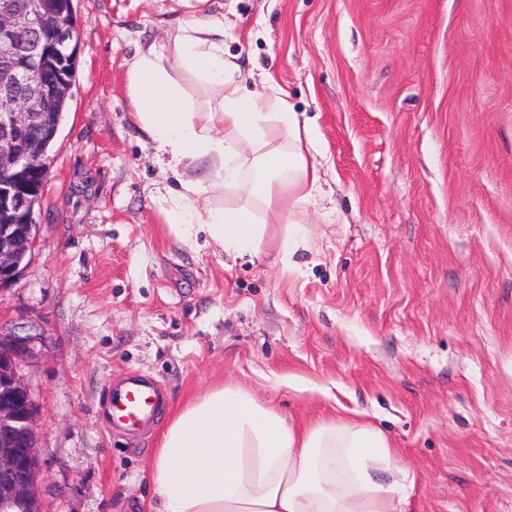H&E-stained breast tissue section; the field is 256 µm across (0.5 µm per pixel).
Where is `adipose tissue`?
Instances as JSON below:
<instances>
[{
	"instance_id": "obj_1",
	"label": "adipose tissue",
	"mask_w": 512,
	"mask_h": 512,
	"mask_svg": "<svg viewBox=\"0 0 512 512\" xmlns=\"http://www.w3.org/2000/svg\"><path fill=\"white\" fill-rule=\"evenodd\" d=\"M133 118L174 169L165 220L190 249L257 254L281 197L320 187L303 145L312 132L281 96H248L224 56V18L190 14L164 47L138 50L127 69ZM243 193L237 206L199 208L209 189ZM263 216H256V209ZM393 480L381 482L378 470ZM142 512H409L415 478L386 438L334 420L287 422L240 386L188 401L161 435Z\"/></svg>"
}]
</instances>
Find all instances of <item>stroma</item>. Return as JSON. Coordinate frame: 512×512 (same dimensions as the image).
<instances>
[{
  "label": "stroma",
  "mask_w": 512,
  "mask_h": 512,
  "mask_svg": "<svg viewBox=\"0 0 512 512\" xmlns=\"http://www.w3.org/2000/svg\"><path fill=\"white\" fill-rule=\"evenodd\" d=\"M221 2L248 91L274 78L313 130L322 192L271 227L305 241L289 268L175 237L126 71L188 10L73 0L35 247L0 290V326L35 337L41 512H141L166 415L222 384L381 431L412 512H512V0ZM131 372L165 390L133 437L105 404Z\"/></svg>",
  "instance_id": "35a3bbf8"
}]
</instances>
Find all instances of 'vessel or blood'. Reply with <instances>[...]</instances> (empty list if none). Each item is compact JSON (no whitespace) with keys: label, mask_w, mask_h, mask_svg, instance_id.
<instances>
[{"label":"vessel or blood","mask_w":512,"mask_h":512,"mask_svg":"<svg viewBox=\"0 0 512 512\" xmlns=\"http://www.w3.org/2000/svg\"><path fill=\"white\" fill-rule=\"evenodd\" d=\"M164 397L162 387L153 378L131 373L108 394L113 424L133 433L153 419Z\"/></svg>","instance_id":"b4317fda"}]
</instances>
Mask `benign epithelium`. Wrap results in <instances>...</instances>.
Masks as SVG:
<instances>
[{
    "label": "benign epithelium",
    "mask_w": 512,
    "mask_h": 512,
    "mask_svg": "<svg viewBox=\"0 0 512 512\" xmlns=\"http://www.w3.org/2000/svg\"><path fill=\"white\" fill-rule=\"evenodd\" d=\"M72 10L73 0H0V289L19 279L17 254L36 240L33 203L50 174L38 136L70 90L55 55L73 52V32L56 19ZM33 342L0 327V512L29 499L42 474L38 409L20 372Z\"/></svg>",
    "instance_id": "benign-epithelium-1"
}]
</instances>
